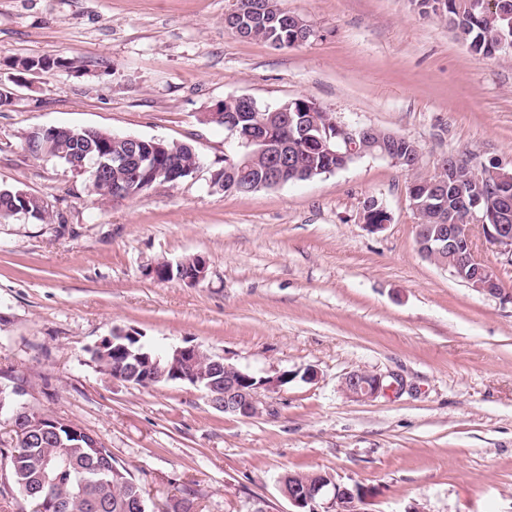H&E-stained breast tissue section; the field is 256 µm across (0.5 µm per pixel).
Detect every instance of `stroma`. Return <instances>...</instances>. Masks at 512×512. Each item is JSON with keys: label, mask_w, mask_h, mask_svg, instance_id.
Here are the masks:
<instances>
[{"label": "stroma", "mask_w": 512, "mask_h": 512, "mask_svg": "<svg viewBox=\"0 0 512 512\" xmlns=\"http://www.w3.org/2000/svg\"><path fill=\"white\" fill-rule=\"evenodd\" d=\"M234 0H0V188L46 200L54 221L0 220V372L15 406L70 421L140 483L151 512H291L279 480L327 472L371 488L370 512H512V304L422 258L410 174L358 158L249 195L210 188L224 164V100L314 101L337 120L414 141L421 174L443 158L512 168V55L482 57L413 0H284L316 30L290 48L224 25ZM65 58L14 84V60ZM42 126L192 145L176 187L97 202L87 178L24 148ZM391 221L369 231L367 200ZM199 255V284L149 268ZM134 328L157 353L194 344L257 377L263 412L216 410L186 382L112 379L90 350ZM317 372L304 379L306 369ZM363 370L384 392L347 398Z\"/></svg>", "instance_id": "1"}]
</instances>
